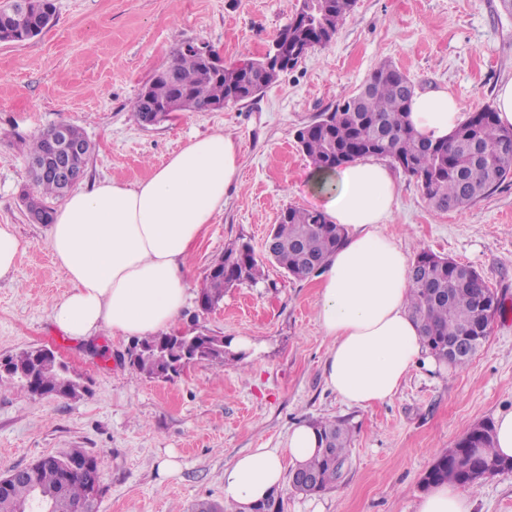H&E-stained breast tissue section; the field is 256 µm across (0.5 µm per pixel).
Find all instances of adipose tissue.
Here are the masks:
<instances>
[{"instance_id": "ef3b65f1", "label": "adipose tissue", "mask_w": 512, "mask_h": 512, "mask_svg": "<svg viewBox=\"0 0 512 512\" xmlns=\"http://www.w3.org/2000/svg\"><path fill=\"white\" fill-rule=\"evenodd\" d=\"M467 119L445 89L415 93L408 120L426 139H447ZM241 149L213 133L190 141L142 181L105 179L71 193L55 210L45 245L70 286L50 307L52 324L89 341L174 329L189 297L186 258L238 183ZM329 221L345 232L318 276L317 323L329 341L326 386L362 409L390 401L418 365L444 369L407 312L410 262L382 226L399 196L381 162L358 160L308 175ZM313 424L299 423L283 447L254 448L224 466V499L254 512L284 482L287 466L319 451ZM465 487L444 482L423 493L416 512H472Z\"/></svg>"}]
</instances>
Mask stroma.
I'll return each instance as SVG.
<instances>
[{
    "mask_svg": "<svg viewBox=\"0 0 512 512\" xmlns=\"http://www.w3.org/2000/svg\"><path fill=\"white\" fill-rule=\"evenodd\" d=\"M53 23L25 42H0V224L22 243L13 277L0 280V361L53 347L88 387L77 398L35 397L0 385V478L46 455L78 448L101 465L98 512H190L223 504L224 466L253 448L282 447L292 424L340 419L352 431L340 477L319 495L283 486L284 512H416L433 460L474 424L512 410V182L475 205L432 209L416 181L397 173L400 198L386 226L408 256L420 248L473 266L506 312L465 369H413L397 395L368 410L326 386L328 349L316 321L318 282L265 267L256 285L227 290L214 311L188 300L179 329L249 336L258 352L239 362L192 363L171 381L135 371L130 339L102 330L89 343L54 327L49 309L66 291L47 228L29 223L26 142L60 122L94 147L84 184L144 180L198 135L223 132L241 147V178L224 211L187 258L190 285L230 243L264 254L289 206L322 209L308 189L296 131L335 110L381 61L415 90L446 89L471 113L512 80V16L501 0H356L333 40L309 52L255 99L221 111L176 112L145 128L131 104L176 47L203 41L225 63L257 58L295 15L299 0H53ZM180 465L171 476L158 461ZM473 512H512V472L472 487Z\"/></svg>",
    "mask_w": 512,
    "mask_h": 512,
    "instance_id": "1",
    "label": "stroma"
}]
</instances>
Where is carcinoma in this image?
<instances>
[{"mask_svg": "<svg viewBox=\"0 0 512 512\" xmlns=\"http://www.w3.org/2000/svg\"><path fill=\"white\" fill-rule=\"evenodd\" d=\"M36 19L22 21L0 15V41L23 42L39 35L54 17L53 0H34ZM356 0H310L309 17H293L281 31L288 44V56L302 59L316 47L327 46ZM288 64L258 63L248 68L239 64L218 70L198 55L179 46L170 62L156 72L146 87L158 105L175 104L183 110H202L213 102L235 104L255 98L288 71ZM172 71L176 80L163 74ZM414 88L406 73L384 61L371 73L360 92L348 97L336 109L296 131L297 144L310 164L334 171L366 157L391 159L404 174L415 179L429 205L437 211L469 207L491 190L512 178V127L499 123L497 112L486 105L471 113L446 140L420 137L407 121ZM55 128L27 146L32 160L46 165L55 162L52 141ZM40 193L25 197L31 222L52 223L53 208L45 198L63 195L59 181L50 175L33 177ZM272 252L266 259L296 278H307L321 271L327 258L344 240V231L317 210L292 207L283 209L270 230ZM264 259V260H266ZM264 260L243 240L230 244L214 261L197 296L198 307L209 312L224 300L230 288L258 283ZM412 291L408 308L431 354L449 366L463 369L486 341L491 321L505 312L504 302L474 268L421 248L412 260ZM485 308L478 310V298ZM170 334L161 333L134 341L140 350L129 354L130 366L155 378L166 374L180 376L184 361L198 357L225 364L241 361L245 353L232 349V339L206 329L197 330L192 342L176 345ZM13 371L0 373V384L17 383L27 392L39 389L46 395H75L76 379L55 359L40 358L33 351L10 357ZM321 438L317 457L298 468L305 479L297 490L316 494L330 488L339 477L349 446L350 428L345 422L324 419L316 422ZM497 466L496 476L512 471V459L494 452V427L482 421L467 430L455 446L438 456L426 472L422 486L455 482L475 486L488 479L489 465ZM96 472L74 471L63 476L58 463L38 464L28 479H19L0 489V512H29L36 502L37 512H68L85 500L87 484Z\"/></svg>", "mask_w": 512, "mask_h": 512, "instance_id": "obj_1", "label": "carcinoma"}]
</instances>
